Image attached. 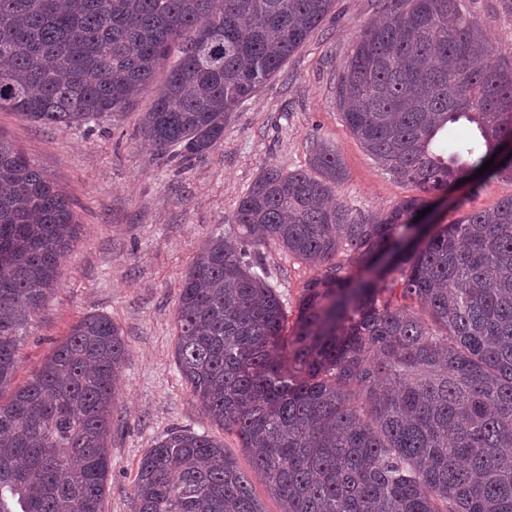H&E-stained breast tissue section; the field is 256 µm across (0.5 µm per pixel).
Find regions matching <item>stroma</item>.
<instances>
[{
  "mask_svg": "<svg viewBox=\"0 0 512 512\" xmlns=\"http://www.w3.org/2000/svg\"><path fill=\"white\" fill-rule=\"evenodd\" d=\"M465 6L498 54L512 61V15L498 0H466ZM385 18L380 0H336L331 18L237 108L223 141L180 165L162 158L145 136L141 114L152 104L149 93L133 109L91 127L30 123L0 112V136L70 198L81 225L56 288L21 340L11 387L29 381L83 315L109 316L128 345L112 413L104 512H131L141 458L177 427L223 442L240 471L252 477L264 512H282L280 501L253 478L250 455L237 436L211 421L179 374L178 295L208 238L233 232L226 218L262 168H306L313 145L325 143L340 153L348 178L337 197L356 216L391 211L416 195V187L386 174L363 151L336 103V77L355 38L368 23ZM508 195L510 181L487 180L476 190L457 184L432 221L452 223L462 212L492 209ZM262 258L289 317H296L303 288L320 268L275 246L263 250Z\"/></svg>",
  "mask_w": 512,
  "mask_h": 512,
  "instance_id": "obj_1",
  "label": "stroma"
}]
</instances>
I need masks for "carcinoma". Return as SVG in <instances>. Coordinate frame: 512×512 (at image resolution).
<instances>
[{
	"label": "carcinoma",
	"mask_w": 512,
	"mask_h": 512,
	"mask_svg": "<svg viewBox=\"0 0 512 512\" xmlns=\"http://www.w3.org/2000/svg\"><path fill=\"white\" fill-rule=\"evenodd\" d=\"M335 0H0V111L80 126L129 110L183 164L224 138ZM336 82L350 132L422 192L357 217L320 144L268 167L182 281L176 359L283 512H512V195L419 236L420 212L470 179L512 181V62L465 0H384ZM480 139L436 150L460 118ZM494 165L477 175L485 161ZM78 237L70 201L0 140V389ZM325 271L288 326L261 250ZM358 270L351 273V268ZM387 297H382V294ZM127 358L104 314L80 317L0 401V512H103L112 399ZM132 512H263L224 444L174 429L141 458Z\"/></svg>",
	"instance_id": "cac0c4a2"
}]
</instances>
